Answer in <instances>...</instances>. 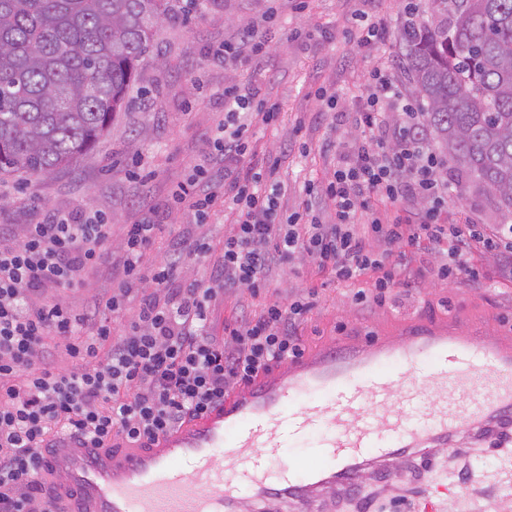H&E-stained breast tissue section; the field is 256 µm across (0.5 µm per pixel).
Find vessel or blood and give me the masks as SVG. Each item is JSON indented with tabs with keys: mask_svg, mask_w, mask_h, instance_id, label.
I'll return each mask as SVG.
<instances>
[{
	"mask_svg": "<svg viewBox=\"0 0 512 512\" xmlns=\"http://www.w3.org/2000/svg\"><path fill=\"white\" fill-rule=\"evenodd\" d=\"M319 431V456L283 462ZM54 440L42 472L74 512H323L365 483L434 469L443 449L467 458L492 442L512 461V338L417 323L305 352L142 448Z\"/></svg>",
	"mask_w": 512,
	"mask_h": 512,
	"instance_id": "vessel-or-blood-1",
	"label": "vessel or blood"
}]
</instances>
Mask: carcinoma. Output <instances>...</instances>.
Instances as JSON below:
<instances>
[{
  "mask_svg": "<svg viewBox=\"0 0 512 512\" xmlns=\"http://www.w3.org/2000/svg\"><path fill=\"white\" fill-rule=\"evenodd\" d=\"M170 0H0V174L76 162L125 106ZM420 124L512 223V0H432L404 31Z\"/></svg>",
  "mask_w": 512,
  "mask_h": 512,
  "instance_id": "cac0c4a2",
  "label": "carcinoma"
}]
</instances>
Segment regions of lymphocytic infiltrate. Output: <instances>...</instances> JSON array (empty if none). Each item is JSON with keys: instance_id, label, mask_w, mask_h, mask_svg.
Instances as JSON below:
<instances>
[{"instance_id": "1", "label": "lymphocytic infiltrate", "mask_w": 512, "mask_h": 512, "mask_svg": "<svg viewBox=\"0 0 512 512\" xmlns=\"http://www.w3.org/2000/svg\"><path fill=\"white\" fill-rule=\"evenodd\" d=\"M273 50L267 29L253 27L238 46L217 52L220 60L248 56L262 65ZM224 117L211 137V148L196 176L181 187L175 202L205 223L217 200L240 213V222L224 246L210 280L184 274L185 258L211 251L203 238L189 241L184 256L146 264L154 241L152 216L128 225L119 254L108 243L103 217L82 219L56 214L26 225L17 244L0 245V512H56L52 498L36 497L41 484L42 450L58 431L84 436L94 447L114 440L130 445L153 441L189 418L203 415L230 389L253 382L278 363L299 356L295 333L312 307L308 299L266 304L260 315L225 324L223 336L210 330L211 304L218 291L246 289L263 295L269 273L296 254L311 258L318 270L340 283H351L371 270V291H357L356 301L383 303L391 288L407 284L409 264L389 261L388 251L426 243L446 246L434 268L441 282L469 272L470 254L512 257V225L489 230L478 224H448L443 213L448 182L446 161L423 138L420 109L382 71L371 72L363 110L355 122L363 136L357 149L341 157L332 179L308 183L311 206L305 213L284 214L272 160L257 171L240 173L248 149L247 116L264 123L277 120V107L253 110L237 86L225 87ZM223 163L224 180L210 174ZM404 206L391 220H360L372 196ZM335 205V221L321 223L314 206ZM386 244L370 249V240ZM118 261V294L96 298L82 312L58 303L30 304L29 295L46 286L77 287L100 266ZM154 295L113 334L125 296L143 284ZM111 319H102V312ZM64 340L72 368L55 367L46 339Z\"/></svg>"}]
</instances>
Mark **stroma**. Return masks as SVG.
Returning a JSON list of instances; mask_svg holds the SVG:
<instances>
[{"label":"stroma","instance_id":"stroma-1","mask_svg":"<svg viewBox=\"0 0 512 512\" xmlns=\"http://www.w3.org/2000/svg\"><path fill=\"white\" fill-rule=\"evenodd\" d=\"M408 4L417 11V23H430V0H201L191 17L155 28L153 51L136 70L126 107L91 152L48 177L0 174V225H11L17 240L24 225L49 213L78 218L97 212L112 226L110 247L116 252L126 225L152 207L160 212L161 223L147 261L179 253L185 241L204 237L213 246L211 254L188 261L184 271L193 278H209L238 213L218 202L207 223L199 224L175 207L174 196L209 149L224 111V86H239L254 100L279 105L276 124L253 122L250 150L241 165L258 168L269 158H279L287 188L283 211H303L308 201L305 182L330 180L339 157L361 138L354 124H337L336 113L358 111L370 72L391 73L402 92L410 93L403 37V8ZM270 15L275 18L271 35L278 46L262 68L213 60L219 45L237 42L243 31L263 24ZM367 17L385 22L388 37L359 47L345 33ZM136 160L151 171V178L131 179ZM447 178L452 193L445 222L491 228L500 223L496 203L466 176L451 167ZM442 257L439 247L417 250L411 257L410 286L393 289L386 303L358 304L353 295L371 289L373 272H364L354 284H340L299 254L271 272L272 286L265 298L253 299L241 291L218 293L211 307L212 328L223 335L225 324L260 313L265 302L291 301L311 293L315 306L298 327L308 349L340 339L386 336L416 319L472 323L512 336V277L504 275L501 258L474 250V274L448 284L432 276ZM120 280V274L104 267L85 286L43 288L32 300L60 302L79 312L92 297L116 293ZM501 466V454L492 443L476 447L465 461L443 453L436 470L417 469L385 485L366 484L357 495L336 501L332 512H421L437 481L455 491L454 496L434 499L438 512H468L471 472L493 474Z\"/></svg>","mask_w":512,"mask_h":512}]
</instances>
